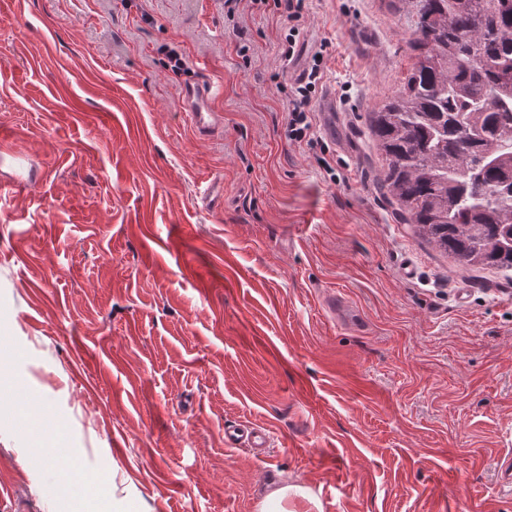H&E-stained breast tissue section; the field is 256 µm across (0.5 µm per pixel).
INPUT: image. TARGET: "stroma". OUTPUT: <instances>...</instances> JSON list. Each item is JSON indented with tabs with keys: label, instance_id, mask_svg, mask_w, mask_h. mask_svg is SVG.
Here are the masks:
<instances>
[{
	"label": "stroma",
	"instance_id": "35a3bbf8",
	"mask_svg": "<svg viewBox=\"0 0 512 512\" xmlns=\"http://www.w3.org/2000/svg\"><path fill=\"white\" fill-rule=\"evenodd\" d=\"M299 30L288 61L252 0L234 25L224 0H0V512H258L282 485L293 512H512V273H462L376 190L404 15L305 0ZM318 52L336 122L292 141ZM231 422L268 454L225 446ZM73 459L108 478L92 501ZM217 94V89L210 83L192 82L182 89V99L188 117L195 132L207 133L223 127L224 117L220 112L211 108V100ZM241 427L249 430V434L253 438V442L251 448H257L258 453H264L265 448L269 446V437L266 431L257 426H243V425H225L224 426V444L226 446H231L235 442L239 441L243 434H239L242 430Z\"/></svg>",
	"mask_w": 512,
	"mask_h": 512
}]
</instances>
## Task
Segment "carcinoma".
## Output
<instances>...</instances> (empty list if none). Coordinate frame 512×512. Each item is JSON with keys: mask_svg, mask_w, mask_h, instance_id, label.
Listing matches in <instances>:
<instances>
[{"mask_svg": "<svg viewBox=\"0 0 512 512\" xmlns=\"http://www.w3.org/2000/svg\"><path fill=\"white\" fill-rule=\"evenodd\" d=\"M417 51L369 114L383 194L464 270L512 271V0H399Z\"/></svg>", "mask_w": 512, "mask_h": 512, "instance_id": "obj_1", "label": "carcinoma"}]
</instances>
